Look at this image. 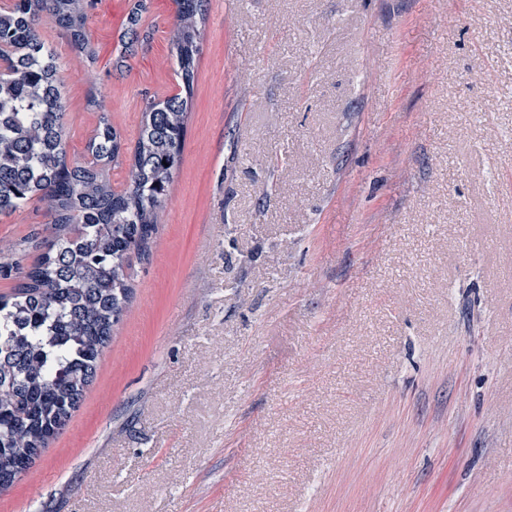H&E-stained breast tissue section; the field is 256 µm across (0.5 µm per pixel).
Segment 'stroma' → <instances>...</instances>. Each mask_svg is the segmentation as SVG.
Segmentation results:
<instances>
[{
	"label": "stroma",
	"mask_w": 512,
	"mask_h": 512,
	"mask_svg": "<svg viewBox=\"0 0 512 512\" xmlns=\"http://www.w3.org/2000/svg\"><path fill=\"white\" fill-rule=\"evenodd\" d=\"M128 0H94L107 64ZM175 0L98 95L179 92ZM69 159L95 116L65 32ZM0 512H512V0H207L181 166Z\"/></svg>",
	"instance_id": "1"
}]
</instances>
